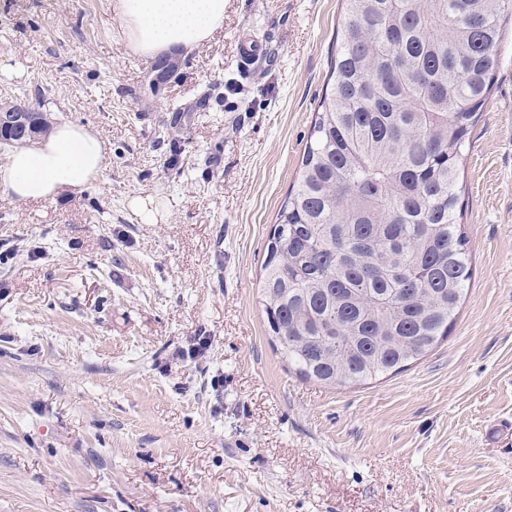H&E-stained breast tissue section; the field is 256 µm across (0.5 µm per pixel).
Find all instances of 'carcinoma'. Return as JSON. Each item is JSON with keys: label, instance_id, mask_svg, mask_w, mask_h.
I'll return each instance as SVG.
<instances>
[{"label": "carcinoma", "instance_id": "carcinoma-1", "mask_svg": "<svg viewBox=\"0 0 512 512\" xmlns=\"http://www.w3.org/2000/svg\"><path fill=\"white\" fill-rule=\"evenodd\" d=\"M512 0H345L330 91L267 244L269 332L300 377L358 384L448 336L473 269L459 168ZM50 113L0 129L41 136Z\"/></svg>", "mask_w": 512, "mask_h": 512}]
</instances>
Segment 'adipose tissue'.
Here are the masks:
<instances>
[{
	"label": "adipose tissue",
	"instance_id": "adipose-tissue-1",
	"mask_svg": "<svg viewBox=\"0 0 512 512\" xmlns=\"http://www.w3.org/2000/svg\"><path fill=\"white\" fill-rule=\"evenodd\" d=\"M112 9L127 43L148 58L192 51L224 23V0H113ZM105 160L99 135L63 122L8 155L0 192L23 201L74 192L98 176Z\"/></svg>",
	"mask_w": 512,
	"mask_h": 512
}]
</instances>
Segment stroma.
I'll return each instance as SVG.
<instances>
[{
  "label": "stroma",
  "mask_w": 512,
  "mask_h": 512,
  "mask_svg": "<svg viewBox=\"0 0 512 512\" xmlns=\"http://www.w3.org/2000/svg\"><path fill=\"white\" fill-rule=\"evenodd\" d=\"M344 20L343 0H224L152 97L111 0H0V100L109 145L77 193L0 192V512H512V437L486 435L512 424L511 29L460 170L473 276L448 338L335 388L267 332L268 235ZM245 36L266 58L241 65ZM147 196L159 223L131 210Z\"/></svg>",
  "instance_id": "1"
}]
</instances>
